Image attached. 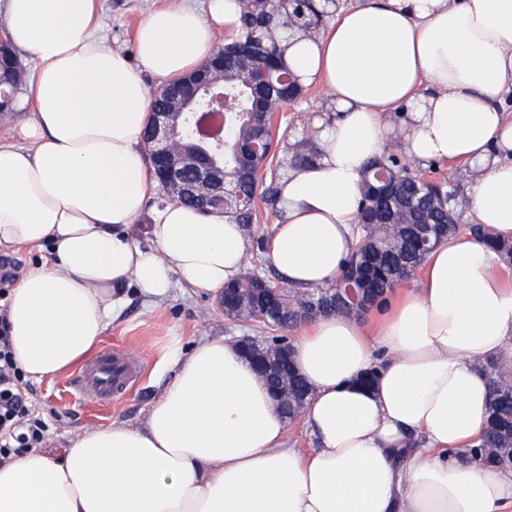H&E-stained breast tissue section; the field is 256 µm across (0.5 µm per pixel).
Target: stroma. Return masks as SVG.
<instances>
[{"label":"stroma","mask_w":512,"mask_h":512,"mask_svg":"<svg viewBox=\"0 0 512 512\" xmlns=\"http://www.w3.org/2000/svg\"><path fill=\"white\" fill-rule=\"evenodd\" d=\"M157 0H105V33L113 47L128 57H135L133 29L141 13ZM322 88L304 89L297 102L286 105L277 126L275 138L280 146H288L301 135H314L313 120L330 118ZM126 302L114 316L104 333V345L129 348L137 352L144 370L134 387L126 394L93 411L90 402L70 393L72 373L54 379L30 381L32 406L50 425L46 449L59 451L85 428L112 422L144 423L151 403L171 381L166 366L176 351L186 349L208 336L235 340L242 336H258L262 330L251 324L229 320L218 306L213 292L188 288L174 283L161 300L151 302L137 288L125 291Z\"/></svg>","instance_id":"stroma-1"}]
</instances>
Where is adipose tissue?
I'll use <instances>...</instances> for the list:
<instances>
[{"instance_id": "obj_1", "label": "adipose tissue", "mask_w": 512, "mask_h": 512, "mask_svg": "<svg viewBox=\"0 0 512 512\" xmlns=\"http://www.w3.org/2000/svg\"><path fill=\"white\" fill-rule=\"evenodd\" d=\"M316 34L282 55L326 88L336 120L318 157L278 187L268 259L288 284L333 283L357 242L366 162L390 124L415 162L468 167L474 223L512 238V0H362L327 5ZM103 0H0V25L30 60L18 142L0 141V251H42L7 301L28 378L52 379L104 339L126 287L167 295L173 277L217 292L242 270V225L173 202L151 214L155 247L126 230L159 185L144 152L146 76L198 68L238 0H166L133 34L140 65L109 47ZM375 336L330 315L302 328L297 371L314 388L315 446L290 442L269 387L223 338L174 361L144 425L112 423L62 453L0 465V512H512V472L464 455L480 435V362L512 364V265L468 232L429 256L419 288L378 309ZM376 370L372 384L362 377Z\"/></svg>"}]
</instances>
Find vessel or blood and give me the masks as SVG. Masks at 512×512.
Listing matches in <instances>:
<instances>
[{
    "instance_id": "vessel-or-blood-1",
    "label": "vessel or blood",
    "mask_w": 512,
    "mask_h": 512,
    "mask_svg": "<svg viewBox=\"0 0 512 512\" xmlns=\"http://www.w3.org/2000/svg\"><path fill=\"white\" fill-rule=\"evenodd\" d=\"M140 369L138 355L120 348L107 350L76 377L74 388L80 395L99 401L127 392L138 378Z\"/></svg>"
}]
</instances>
